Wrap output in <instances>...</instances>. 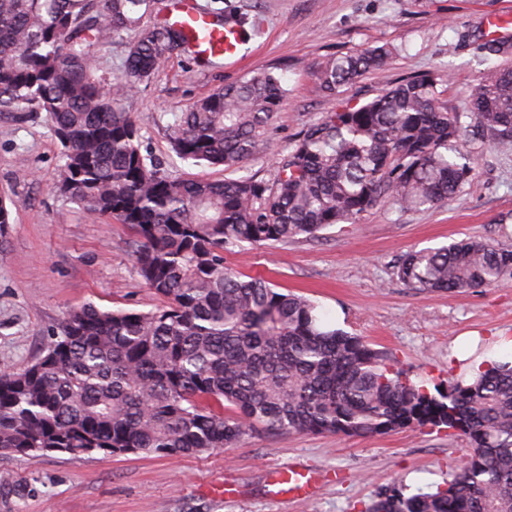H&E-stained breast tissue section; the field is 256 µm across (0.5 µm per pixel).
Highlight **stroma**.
<instances>
[{"mask_svg":"<svg viewBox=\"0 0 512 512\" xmlns=\"http://www.w3.org/2000/svg\"><path fill=\"white\" fill-rule=\"evenodd\" d=\"M512 0H197L242 19L252 33L242 66H201L188 54L169 56L125 102L142 154L174 176L219 181L259 173L272 177L276 153L323 113L423 73L442 80L449 111L464 112L489 72L512 64V35L489 51L484 21ZM113 37L98 60L100 76L122 72L141 28ZM388 46L389 66L369 72L337 95L324 93L316 68L330 56ZM280 76L288 97L252 159L242 168L193 166L172 151L175 114L213 90L259 70ZM473 172L463 192L425 210L387 202L359 223L338 224L312 238L275 245L243 244L224 253L236 272L293 292L316 305L323 321L360 336L411 380L435 387L464 379L476 364L512 354V275L496 285L455 294L420 291L397 275L410 250L463 238L512 243V151L464 136L458 143ZM61 147L43 119H0V369L34 363L66 315L91 303L103 310L147 312L163 299L138 273L136 236L119 221L96 218L56 193ZM463 436L410 427L382 436L333 433L273 435L249 431L230 448L154 457L73 456L31 459L0 451V512H364L377 489L409 491L444 485L457 470ZM303 466L327 484L316 497L293 501L268 492L274 467ZM228 496L211 493L214 483Z\"/></svg>","mask_w":512,"mask_h":512,"instance_id":"35a3bbf8","label":"stroma"}]
</instances>
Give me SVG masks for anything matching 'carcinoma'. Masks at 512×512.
<instances>
[{
  "instance_id": "carcinoma-1",
  "label": "carcinoma",
  "mask_w": 512,
  "mask_h": 512,
  "mask_svg": "<svg viewBox=\"0 0 512 512\" xmlns=\"http://www.w3.org/2000/svg\"><path fill=\"white\" fill-rule=\"evenodd\" d=\"M165 7L0 0V116H45L63 148L55 188L86 214L130 226L139 274L165 300L148 312L89 303L35 363L0 370V450L170 457L231 447L253 429L448 428L467 440L451 479L434 492L383 486L365 512H512V361L432 393L360 337L325 326L309 300L224 266L230 245L310 238L385 202L421 209L457 196L472 172L456 156L463 131L512 149V66L481 85L468 112L448 111L430 74L325 112L277 154L268 179L172 177L142 154L124 102L171 52H187L181 32L166 23L142 30L109 86L96 59L112 35ZM390 57L379 46L329 58L319 85L335 96ZM287 96L266 70L217 89L179 113L172 150L192 165L236 169ZM511 273L512 245L474 238L410 251L397 266L409 287L443 293Z\"/></svg>"
}]
</instances>
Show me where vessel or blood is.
Masks as SVG:
<instances>
[{"label":"vessel or blood","instance_id":"vessel-or-blood-1","mask_svg":"<svg viewBox=\"0 0 512 512\" xmlns=\"http://www.w3.org/2000/svg\"><path fill=\"white\" fill-rule=\"evenodd\" d=\"M167 22L182 29L189 53L199 59L221 56L228 61L239 60L241 48L248 41L241 26L214 22L194 0H176ZM268 484L274 496L306 501L318 492L321 480L316 472L291 466L271 469Z\"/></svg>","mask_w":512,"mask_h":512}]
</instances>
